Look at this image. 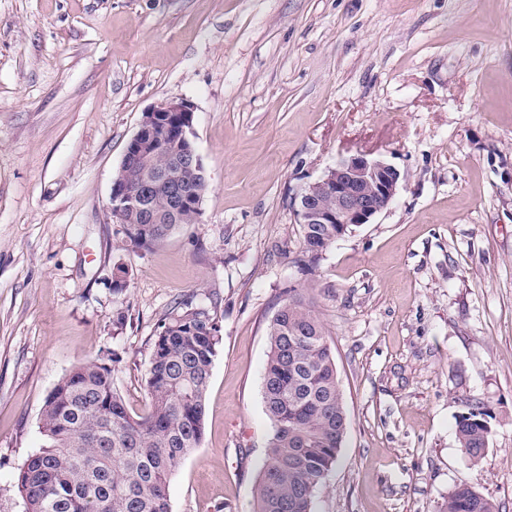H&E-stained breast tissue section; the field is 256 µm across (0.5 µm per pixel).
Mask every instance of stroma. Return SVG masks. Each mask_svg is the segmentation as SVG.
<instances>
[{
  "mask_svg": "<svg viewBox=\"0 0 512 512\" xmlns=\"http://www.w3.org/2000/svg\"><path fill=\"white\" fill-rule=\"evenodd\" d=\"M193 108L199 223L148 250L109 212L144 112ZM401 173L303 270L291 199L343 157ZM127 271L116 287L117 267ZM311 287L348 414L313 512H512V0H0V512L55 384L113 359L132 415L161 320L211 311L203 441L172 512H253L271 434L267 326ZM470 401L492 434L456 439ZM467 411L456 421V438L459 447L470 460H479L488 449L491 426L488 413L480 402L468 403ZM439 512H499V505L474 486L458 485L438 506Z\"/></svg>",
  "mask_w": 512,
  "mask_h": 512,
  "instance_id": "stroma-1",
  "label": "stroma"
}]
</instances>
